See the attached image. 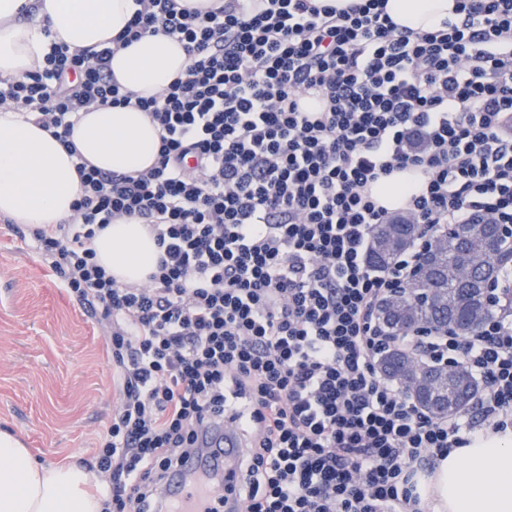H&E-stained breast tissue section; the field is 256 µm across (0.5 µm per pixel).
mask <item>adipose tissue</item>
Listing matches in <instances>:
<instances>
[{
    "label": "adipose tissue",
    "instance_id": "adipose-tissue-1",
    "mask_svg": "<svg viewBox=\"0 0 512 512\" xmlns=\"http://www.w3.org/2000/svg\"><path fill=\"white\" fill-rule=\"evenodd\" d=\"M383 3L395 23L420 33L455 16L456 0ZM138 8L137 0H0V80H27L55 44L73 52L113 47ZM113 49V77L140 96L159 92L189 64L183 44L161 33ZM71 139L90 165L126 174L148 170L160 146L158 129L134 107L81 111ZM75 158L34 120L0 109V214L30 225L69 219L80 193ZM92 246L98 262L128 284L145 283L159 255L135 219L109 225ZM89 482L84 467L38 464L20 441L0 435V512H100ZM423 485L435 512H512V438L475 436L441 459Z\"/></svg>",
    "mask_w": 512,
    "mask_h": 512
}]
</instances>
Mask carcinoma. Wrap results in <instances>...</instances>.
<instances>
[{
    "label": "carcinoma",
    "instance_id": "1",
    "mask_svg": "<svg viewBox=\"0 0 512 512\" xmlns=\"http://www.w3.org/2000/svg\"><path fill=\"white\" fill-rule=\"evenodd\" d=\"M485 225L468 224L460 229L452 224L439 234L442 248L438 254L426 252L419 272L412 278L406 291L394 296L398 310L382 325L391 336L421 324L448 322L462 333L478 330L492 314L488 297L489 282L506 265L503 254L486 253L469 258L468 240L464 232L475 238L482 237ZM419 233L418 226L399 221L378 226L372 235L369 264L378 269L392 267L400 254L413 244ZM474 262L471 269L472 284L462 285L457 277L460 267ZM383 375L391 380H403L406 355L399 351L384 352ZM458 385L465 386L462 410L470 408L473 395L478 391L477 381L461 367L457 370Z\"/></svg>",
    "mask_w": 512,
    "mask_h": 512
}]
</instances>
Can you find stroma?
<instances>
[{"instance_id":"stroma-1","label":"stroma","mask_w":512,"mask_h":512,"mask_svg":"<svg viewBox=\"0 0 512 512\" xmlns=\"http://www.w3.org/2000/svg\"><path fill=\"white\" fill-rule=\"evenodd\" d=\"M108 334L0 216V432L46 464L90 458L119 404Z\"/></svg>"}]
</instances>
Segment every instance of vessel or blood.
Listing matches in <instances>:
<instances>
[{
	"label": "vessel or blood",
	"instance_id": "1",
	"mask_svg": "<svg viewBox=\"0 0 512 512\" xmlns=\"http://www.w3.org/2000/svg\"><path fill=\"white\" fill-rule=\"evenodd\" d=\"M208 431L206 449L184 459L168 477L172 512H240L242 435L228 423L210 425Z\"/></svg>",
	"mask_w": 512,
	"mask_h": 512
}]
</instances>
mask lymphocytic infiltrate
<instances>
[{
	"instance_id": "f902f5d3",
	"label": "lymphocytic infiltrate",
	"mask_w": 512,
	"mask_h": 512,
	"mask_svg": "<svg viewBox=\"0 0 512 512\" xmlns=\"http://www.w3.org/2000/svg\"><path fill=\"white\" fill-rule=\"evenodd\" d=\"M138 3L118 43L160 32L190 58L161 93L123 90L109 47L56 46L28 80L0 82L1 105L32 107L63 143L93 106L137 107L159 129L152 168L77 159L73 217L30 228L61 287L111 329L119 409L88 464L109 476L101 512H153L201 426L224 418L249 442L245 512H427L420 475L473 434L512 432V274L474 334L395 338L377 314L447 225L498 224L512 246V0H457L425 33L380 0ZM406 169L424 182L393 213L371 186ZM126 217L160 248L141 286L91 246ZM396 218L419 236L372 268L370 232ZM394 343L466 367L482 384L471 412L430 417L382 378Z\"/></svg>"
}]
</instances>
